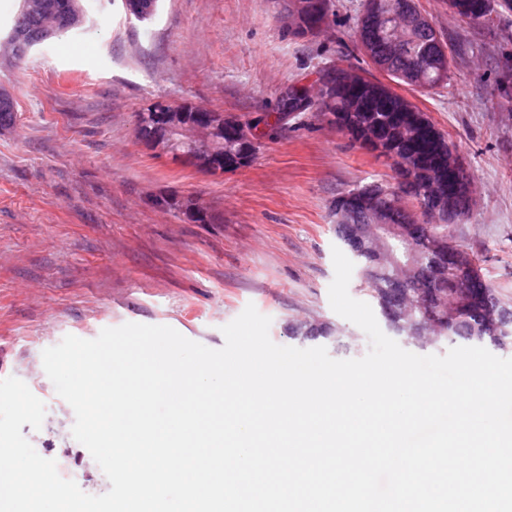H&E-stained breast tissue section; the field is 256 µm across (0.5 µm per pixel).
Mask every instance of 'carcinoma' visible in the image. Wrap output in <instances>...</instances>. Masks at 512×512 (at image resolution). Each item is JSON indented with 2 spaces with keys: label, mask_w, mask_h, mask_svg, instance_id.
I'll return each mask as SVG.
<instances>
[{
  "label": "carcinoma",
  "mask_w": 512,
  "mask_h": 512,
  "mask_svg": "<svg viewBox=\"0 0 512 512\" xmlns=\"http://www.w3.org/2000/svg\"><path fill=\"white\" fill-rule=\"evenodd\" d=\"M448 10L471 27L497 21L512 31V0H446ZM333 14L332 0H287L284 28L288 37L303 39L315 35L319 26L327 23ZM401 19L404 29L399 40H391L385 24ZM354 37L361 53L386 73L390 83L372 79L350 66L336 65L323 71V88L312 100L292 96L285 91L280 97L276 121L296 119L307 112H334L341 121L340 130L347 133L363 149L364 127L371 120L382 122L384 139H389V128L395 123L410 126L415 138L407 143L391 144L396 155L409 154L420 159V166L412 173L393 167L396 184L371 183L362 193L377 192L381 203L398 202L404 210L413 203L420 216L430 211L431 187L454 196L458 176L448 173L449 140L404 95L400 86L411 90L430 92L448 85L452 51L441 38L433 18L424 12L417 0H362ZM16 118L14 100L0 101V128H10ZM428 233L448 238L454 248L460 247L453 224H428ZM362 280L369 295L380 302V291L404 290L413 296L424 288H441L446 297H452L455 274L447 270L439 280L418 285L413 279L401 282L395 279L394 267L370 265L368 256L358 259ZM478 291L468 309L467 320L476 321V311L486 303H497L512 310V299L502 295L477 268Z\"/></svg>",
  "instance_id": "cac0c4a2"
}]
</instances>
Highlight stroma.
I'll return each instance as SVG.
<instances>
[{
    "label": "stroma",
    "mask_w": 512,
    "mask_h": 512,
    "mask_svg": "<svg viewBox=\"0 0 512 512\" xmlns=\"http://www.w3.org/2000/svg\"><path fill=\"white\" fill-rule=\"evenodd\" d=\"M360 3L334 0L321 34L291 41L281 0H159L146 21L123 0H82L83 27L0 67V88L18 103L15 125L0 129V379L27 382L44 402L41 429L22 433L85 493L110 483L73 438L72 407L49 378L30 379L66 335L134 322L218 349L223 326L251 304L270 317L275 344L367 354V335L329 303L334 203L392 182V166L319 113L274 123L281 90L315 87L338 62L385 80L355 46ZM419 5L452 50L451 84L406 96L456 145L474 187L460 240L512 298V97L500 91L512 39L466 26L444 0ZM73 41L82 53L68 51ZM156 103L268 125L248 166L210 175L138 138L140 113ZM190 206L205 222L187 218ZM300 323L331 335L292 336Z\"/></svg>",
    "instance_id": "1"
}]
</instances>
